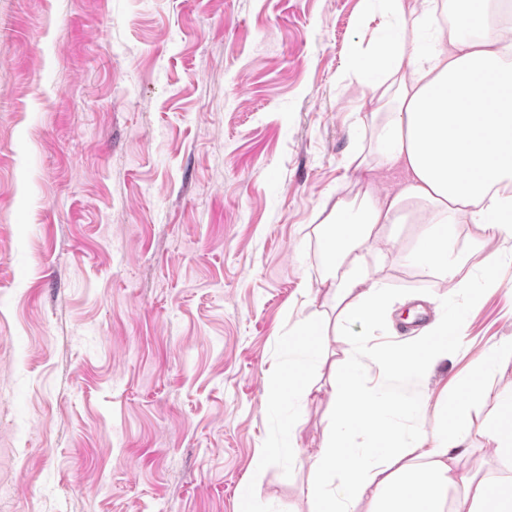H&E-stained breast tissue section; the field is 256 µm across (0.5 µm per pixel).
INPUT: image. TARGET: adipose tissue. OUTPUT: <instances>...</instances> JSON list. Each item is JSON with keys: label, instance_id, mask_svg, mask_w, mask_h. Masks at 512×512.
<instances>
[{"label": "adipose tissue", "instance_id": "adipose-tissue-1", "mask_svg": "<svg viewBox=\"0 0 512 512\" xmlns=\"http://www.w3.org/2000/svg\"><path fill=\"white\" fill-rule=\"evenodd\" d=\"M453 28L438 20L442 0H379L384 27L394 37L351 58L340 84L372 92L376 171L395 179L377 196L364 182L358 202H337L324 218L322 247L331 259L327 276L340 313L362 327L377 326L390 292L369 273L384 224H416L420 231L405 253L469 296L458 273L467 249L457 227L475 225L472 247L484 251L480 289L492 292L499 254L495 241H512V0H461ZM325 326L314 315L297 320L279 364L265 381L266 403L294 428L292 410L301 394L291 376L318 357ZM463 321L442 319L428 328L418 349L382 350L370 337L350 341V355L331 385L329 434L311 458L309 494L315 512H512V391L496 393V376L512 364V336L490 346L473 363L470 394L497 398L487 429L498 474L482 477L468 465L465 396L450 392L433 428L402 427L405 410L394 389L366 386L364 370L404 378L430 370L449 353L466 348ZM365 434V444L354 442Z\"/></svg>", "mask_w": 512, "mask_h": 512}]
</instances>
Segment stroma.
<instances>
[{
  "label": "stroma",
  "instance_id": "obj_1",
  "mask_svg": "<svg viewBox=\"0 0 512 512\" xmlns=\"http://www.w3.org/2000/svg\"><path fill=\"white\" fill-rule=\"evenodd\" d=\"M362 0H0V512H310L306 457L329 431L330 377L361 327L336 325L323 207L374 165L370 101L337 83ZM376 343L417 346L463 308L468 351L396 381L441 418L482 350L512 336L500 291L470 302L401 259ZM329 328L296 411L297 449L264 377L301 309ZM493 398H470V464L495 475ZM262 448L278 456L258 463Z\"/></svg>",
  "mask_w": 512,
  "mask_h": 512
}]
</instances>
